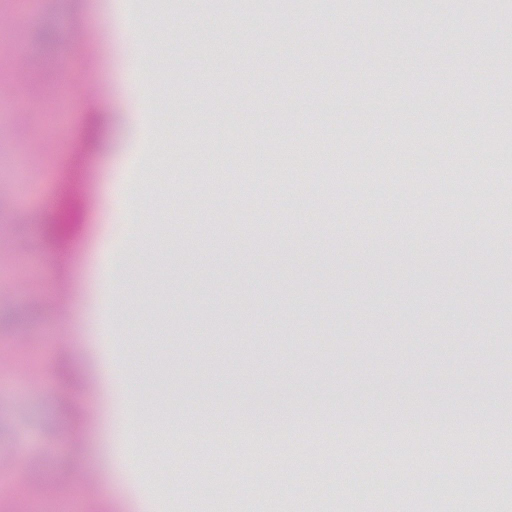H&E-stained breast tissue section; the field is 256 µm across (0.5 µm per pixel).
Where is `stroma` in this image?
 Wrapping results in <instances>:
<instances>
[{
  "label": "stroma",
  "instance_id": "obj_1",
  "mask_svg": "<svg viewBox=\"0 0 512 512\" xmlns=\"http://www.w3.org/2000/svg\"><path fill=\"white\" fill-rule=\"evenodd\" d=\"M511 20L512 0H0V512L10 490L23 512H512V465L463 436L244 445L225 415L512 414V78L471 81ZM450 95L488 117L465 164L474 122L415 124ZM77 151L87 205L58 244ZM491 212L481 261L442 247L437 224Z\"/></svg>",
  "mask_w": 512,
  "mask_h": 512
}]
</instances>
